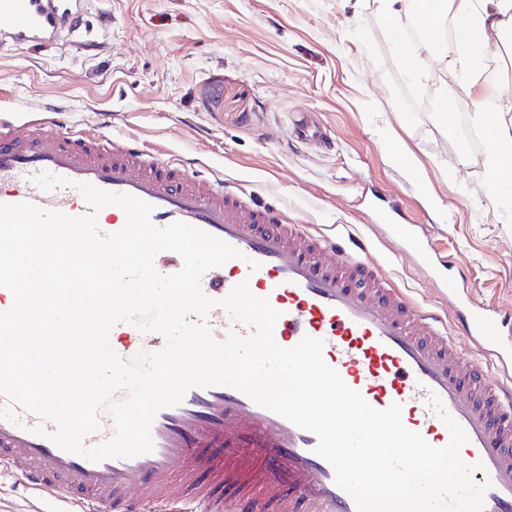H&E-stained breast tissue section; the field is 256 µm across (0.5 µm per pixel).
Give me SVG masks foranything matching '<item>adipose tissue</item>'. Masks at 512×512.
I'll list each match as a JSON object with an SVG mask.
<instances>
[{
	"label": "adipose tissue",
	"instance_id": "adipose-tissue-1",
	"mask_svg": "<svg viewBox=\"0 0 512 512\" xmlns=\"http://www.w3.org/2000/svg\"><path fill=\"white\" fill-rule=\"evenodd\" d=\"M389 23L403 15H421L426 27L439 30L452 20L461 37L456 49L459 63L470 72L481 70L485 60L479 47L471 45L468 35L478 31L481 41L502 39L512 31V0H379ZM493 112L477 111L476 118L491 133L485 162L487 180L493 186L512 187V97H502Z\"/></svg>",
	"mask_w": 512,
	"mask_h": 512
}]
</instances>
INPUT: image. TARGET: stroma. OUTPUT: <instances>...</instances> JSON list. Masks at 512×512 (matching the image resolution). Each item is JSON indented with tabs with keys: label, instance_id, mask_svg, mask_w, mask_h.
<instances>
[{
	"label": "stroma",
	"instance_id": "1",
	"mask_svg": "<svg viewBox=\"0 0 512 512\" xmlns=\"http://www.w3.org/2000/svg\"><path fill=\"white\" fill-rule=\"evenodd\" d=\"M80 26L51 46L0 44V115L52 101L76 124L113 113L111 134L223 169L258 202L293 219L370 242L384 272L421 305L451 313L439 286L375 228L395 207L451 255L476 300L512 306V191L485 177L489 130L465 88L512 94V53L485 47L487 68L399 50L378 0H80ZM460 100L451 121L430 109ZM308 114L333 148L302 144ZM0 512H56L55 498L0 470Z\"/></svg>",
	"mask_w": 512,
	"mask_h": 512
}]
</instances>
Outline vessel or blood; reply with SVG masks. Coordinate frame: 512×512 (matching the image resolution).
<instances>
[{"label":"vessel or blood","mask_w":512,"mask_h":512,"mask_svg":"<svg viewBox=\"0 0 512 512\" xmlns=\"http://www.w3.org/2000/svg\"><path fill=\"white\" fill-rule=\"evenodd\" d=\"M69 0H0V39L49 45L75 30ZM112 117L92 129L67 124L62 110L22 112L0 120V203L30 202L70 216L86 212L79 184L133 195L152 207L151 221L184 222L241 251L238 259L207 271L201 280L217 305L205 320L216 340L251 336L219 302L240 283L279 311L276 343L296 346L304 337L324 342L325 361L374 408L398 403L402 421L432 446L450 433L430 408L438 396L464 429L462 460L476 482H489L484 512H512V308L478 304L448 275L414 225L390 212L376 221L399 238L419 268L433 274L455 301L453 319L415 302L386 276L363 240H344L290 221L272 203L257 204L223 171L202 172L197 159L149 147L134 134L109 136ZM66 183L43 191L41 173ZM124 211L104 207L102 234L121 230ZM258 262L251 270L250 262ZM117 333L135 337L156 353L158 332L129 323ZM100 428L83 444L111 439L115 422L98 412ZM43 427L44 435L34 434ZM53 422L31 412L18 422L0 419V465L37 491L50 492L64 512H357L335 482L330 463L317 455L316 436L228 386L193 387L180 404L159 410L151 426L154 448L132 458L93 462L51 440Z\"/></svg>","instance_id":"obj_1"}]
</instances>
